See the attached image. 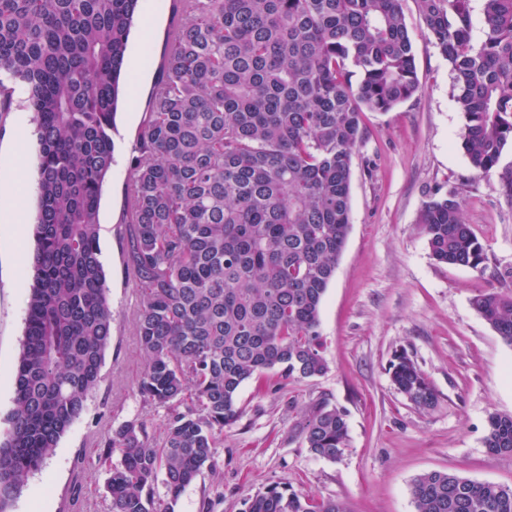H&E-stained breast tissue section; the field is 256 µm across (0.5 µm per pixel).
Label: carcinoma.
Wrapping results in <instances>:
<instances>
[{
    "instance_id": "cac0c4a2",
    "label": "carcinoma",
    "mask_w": 512,
    "mask_h": 512,
    "mask_svg": "<svg viewBox=\"0 0 512 512\" xmlns=\"http://www.w3.org/2000/svg\"><path fill=\"white\" fill-rule=\"evenodd\" d=\"M483 2L475 46L472 0H416L455 73L462 147L487 176L512 143V0ZM139 3L0 0V112L8 83L23 84L39 159L28 313L0 437V512L100 382L113 313L99 207ZM170 29L121 219L125 267L141 293L138 393L167 418L159 437L131 420L105 439L112 512H174L203 469L216 470L247 381L326 372L320 310L350 228L362 114L419 92L402 0H172ZM418 223L437 262L483 263L456 193L430 197ZM472 306L512 345V295L480 291ZM388 372L411 403L436 404L407 352L393 354ZM301 433L310 453L335 462L349 440L346 413L320 397ZM485 447L512 454V414L489 416ZM411 493L415 512H512V489L453 472L420 474ZM243 512L350 510L274 483L244 499Z\"/></svg>"
}]
</instances>
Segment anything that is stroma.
<instances>
[{"label": "stroma", "mask_w": 512, "mask_h": 512, "mask_svg": "<svg viewBox=\"0 0 512 512\" xmlns=\"http://www.w3.org/2000/svg\"><path fill=\"white\" fill-rule=\"evenodd\" d=\"M419 93L388 112L363 116L352 156L350 228L325 293L319 331L328 369L284 382L274 374L239 393L240 419L224 431L216 471H203L175 512H201L204 493L220 489L211 512H241L246 496L288 482L318 500L345 502L350 512H414L413 479L450 471L512 488V455L484 445L491 412L512 414V346L471 305L480 289L512 294V145L490 175H478L461 146L463 115L453 73L429 37L415 0H403ZM170 0H142L130 48L150 45L136 100H123L112 134L115 161L102 189L99 243L114 321L98 387L7 512H110L106 468L98 462L113 428L139 417L162 431L165 408L143 402L146 368L136 333L140 293L123 264L120 221L128 161L165 48ZM27 90L14 87L0 112V171L14 148L27 154L26 221L35 223L38 181L33 112ZM456 193L462 216L481 242V269L448 266L430 255L417 222L430 195ZM29 276L15 255L12 227L0 223V433L13 407L14 373L25 331ZM404 350L439 395L422 409L394 387L388 364ZM327 397L347 414L349 442L329 462L312 455L300 432L308 405Z\"/></svg>", "instance_id": "35a3bbf8"}]
</instances>
